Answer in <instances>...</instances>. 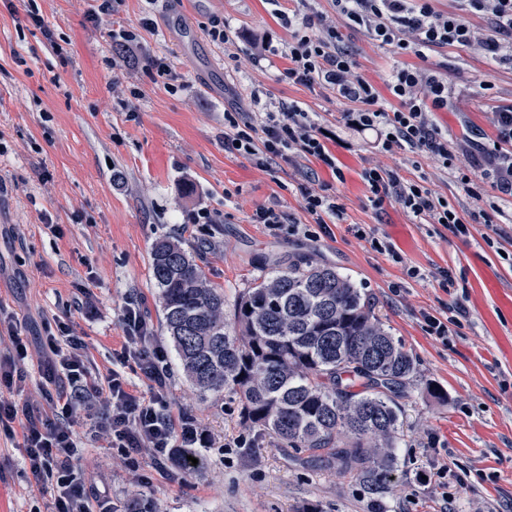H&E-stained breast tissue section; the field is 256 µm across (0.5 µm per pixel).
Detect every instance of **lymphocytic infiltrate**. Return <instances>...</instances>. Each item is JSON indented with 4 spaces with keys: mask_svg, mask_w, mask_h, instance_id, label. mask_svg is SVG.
Here are the masks:
<instances>
[{
    "mask_svg": "<svg viewBox=\"0 0 512 512\" xmlns=\"http://www.w3.org/2000/svg\"><path fill=\"white\" fill-rule=\"evenodd\" d=\"M340 24L363 29L380 46L397 54L426 58L428 52L447 46L479 44L496 64L512 66V0H460V11L444 13L434 0H332ZM486 19L485 29L475 28L471 17ZM282 25L290 37L275 43L265 37L250 52L253 64L278 56L287 60L284 76L289 82L336 91L351 103L344 114L349 128L376 134L379 152L406 149L427 155L443 169H451L455 155L447 135L434 122L433 113L446 110L454 91L447 77L426 67H395L386 88L391 104L381 105L378 89L357 75L343 47L340 25L323 24L318 13L301 17L286 15ZM497 139L482 148L484 173L496 188L512 197V107L493 112ZM224 147L255 158L260 166L277 161L312 157L328 168L336 158L327 136L310 113L296 104L266 112H225ZM373 206L394 198L404 209L429 224L445 223L453 233L469 228L446 199L424 185L400 178L397 171L371 167L363 172ZM125 345L118 354V369L106 379L93 376L84 344L70 333L68 324L57 323L40 343V371L48 385L43 395L51 404L45 415L33 406L10 401L27 380L31 355L17 332L12 316L0 315L12 348L0 355V433L11 437L15 423H22V449L29 470L37 480L49 481L53 512H111L108 500H89L85 475L77 462L83 454L73 428L78 406L102 400L107 408L95 438L117 449L129 466H136L143 452H152L158 468L178 448H209L213 440L189 414L173 413L169 401V374L164 351L152 343L151 329L141 303L126 302L121 314ZM151 384L150 396L134 393L128 372Z\"/></svg>",
    "mask_w": 512,
    "mask_h": 512,
    "instance_id": "1",
    "label": "lymphocytic infiltrate"
}]
</instances>
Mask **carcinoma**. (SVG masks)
<instances>
[{"mask_svg":"<svg viewBox=\"0 0 512 512\" xmlns=\"http://www.w3.org/2000/svg\"><path fill=\"white\" fill-rule=\"evenodd\" d=\"M151 269L162 328L200 393L236 396L245 424L324 470L388 474L417 360L349 277L275 261L227 311L224 289L178 243L157 240Z\"/></svg>","mask_w":512,"mask_h":512,"instance_id":"carcinoma-1","label":"carcinoma"}]
</instances>
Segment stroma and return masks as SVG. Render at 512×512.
Masks as SVG:
<instances>
[{"label":"stroma","mask_w":512,"mask_h":512,"mask_svg":"<svg viewBox=\"0 0 512 512\" xmlns=\"http://www.w3.org/2000/svg\"><path fill=\"white\" fill-rule=\"evenodd\" d=\"M0 0V310L38 344L63 321L85 344L93 372L107 375L124 343L127 299L141 302L153 343L167 353L169 396L196 417L215 445L198 449L191 471L160 473L143 456L129 473L122 456L93 437L97 411L77 409L79 467L115 512L144 502L157 512H512V199L477 177L468 195L455 170L473 172L467 137L492 145L496 107L512 104V68L476 49L451 46L427 59L394 56L363 30L343 28L356 71L377 89L392 65H426L447 75L458 94L434 115L454 148V170L405 150L377 152L370 135L348 128L347 102L333 90L309 89L283 76L285 59L254 66L206 34L213 19L232 32L288 40L279 12L316 9L335 20L331 0ZM154 22L142 29L143 18ZM137 29L150 53L166 58L168 77L130 59L112 34ZM25 65H17L16 56ZM139 91L131 99V91ZM133 100L135 112L122 103ZM288 103L316 113L335 132L336 169L309 158L268 168L225 150L224 111L261 112ZM396 170L447 199L468 222L456 236L408 213L394 199L374 208L364 169ZM329 188L342 219L322 231L302 207L301 188ZM273 206L299 224L295 235H270L251 216ZM211 224H190L199 209ZM373 228L395 256L374 251L354 226ZM167 237L195 258L207 281L233 303L266 276L271 260L305 256L350 277L375 314L410 350L418 377L407 390L403 436L390 480L324 471L307 452L279 447L243 424L231 394H201L187 380L161 326L151 247ZM419 269L418 277L406 274ZM453 288L441 285L443 273ZM448 320V339L424 329V314ZM445 393L428 396L425 385ZM242 447H234L238 436ZM52 491L31 475L16 440L0 434V512H51Z\"/></svg>","instance_id":"35a3bbf8"}]
</instances>
